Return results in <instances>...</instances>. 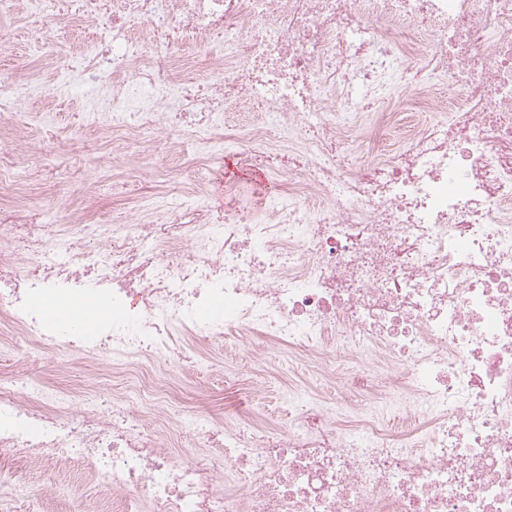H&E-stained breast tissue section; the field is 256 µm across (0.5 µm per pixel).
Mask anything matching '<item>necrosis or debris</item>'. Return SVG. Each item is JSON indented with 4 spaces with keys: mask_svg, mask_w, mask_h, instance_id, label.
I'll use <instances>...</instances> for the list:
<instances>
[{
    "mask_svg": "<svg viewBox=\"0 0 512 512\" xmlns=\"http://www.w3.org/2000/svg\"><path fill=\"white\" fill-rule=\"evenodd\" d=\"M25 2L93 26L83 43L34 38L64 62L0 77V124L44 126L30 96L58 109L77 83L91 96L69 124L96 117L124 183L146 146L230 149L289 183L254 224L189 179L93 224L100 182L81 212L67 195L76 155L24 166L1 137L0 191L57 193L0 206V334L22 349L0 374V459L82 461L114 512H512V0H0V15ZM392 94L423 117L384 148ZM256 107L261 123L225 129ZM75 297L82 323L46 318ZM227 335L346 389L330 408L295 388L282 424L180 412L139 380L96 399L31 375L49 350L197 372L202 342Z\"/></svg>",
    "mask_w": 512,
    "mask_h": 512,
    "instance_id": "necrosis-or-debris-1",
    "label": "necrosis or debris"
}]
</instances>
